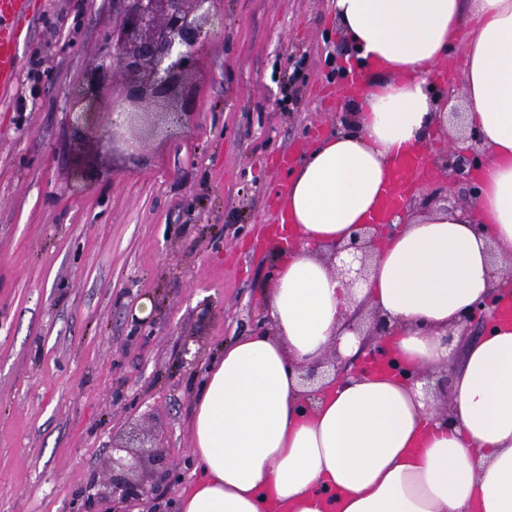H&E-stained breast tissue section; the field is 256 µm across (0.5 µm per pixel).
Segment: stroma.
Wrapping results in <instances>:
<instances>
[{"mask_svg":"<svg viewBox=\"0 0 512 512\" xmlns=\"http://www.w3.org/2000/svg\"><path fill=\"white\" fill-rule=\"evenodd\" d=\"M114 10L36 0L0 99V512H177L206 367L270 330L263 231L343 102L331 0H218L183 126L96 154L76 181L70 93ZM134 435L159 436L169 481L146 504L97 499Z\"/></svg>","mask_w":512,"mask_h":512,"instance_id":"stroma-1","label":"stroma"}]
</instances>
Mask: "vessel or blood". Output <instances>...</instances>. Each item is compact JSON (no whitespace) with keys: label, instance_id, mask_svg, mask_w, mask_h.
<instances>
[{"label":"vessel or blood","instance_id":"1","mask_svg":"<svg viewBox=\"0 0 512 512\" xmlns=\"http://www.w3.org/2000/svg\"><path fill=\"white\" fill-rule=\"evenodd\" d=\"M33 0H0V96L13 88L19 68V46L27 19L33 15ZM424 155L415 154L400 159L395 165V189L387 194L375 221L387 223L403 202V191L425 168Z\"/></svg>","mask_w":512,"mask_h":512}]
</instances>
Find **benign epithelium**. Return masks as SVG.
Wrapping results in <instances>:
<instances>
[{"mask_svg": "<svg viewBox=\"0 0 512 512\" xmlns=\"http://www.w3.org/2000/svg\"><path fill=\"white\" fill-rule=\"evenodd\" d=\"M119 12L112 26L111 50L100 57L87 83L74 91L70 100L68 123L80 136H94L97 146L107 152L121 144L134 151L139 139L133 132L142 125L149 113L144 104L152 100L162 105L180 103L178 112H156V120L170 123L187 114L190 92L183 87L185 77L196 66L201 47L205 43L204 23L212 17L214 0H118ZM124 79L118 100L106 99L104 84L112 81L114 73ZM468 139L472 147L450 150L442 162L451 168L453 183L472 194L467 166L476 156L473 145L480 141L472 130ZM367 224L356 232L347 244L338 245L330 253V262L354 286L365 277L368 250L374 234ZM494 312L493 297H488L461 316L464 335L470 336L487 323ZM140 451L129 452V457L112 460L117 469L112 471L109 483L103 485L100 495L112 499H137L148 502L154 485L133 477L148 461L159 466L160 478L169 476L163 462L160 446L140 442Z\"/></svg>", "mask_w": 512, "mask_h": 512, "instance_id": "obj_1", "label": "benign epithelium"}]
</instances>
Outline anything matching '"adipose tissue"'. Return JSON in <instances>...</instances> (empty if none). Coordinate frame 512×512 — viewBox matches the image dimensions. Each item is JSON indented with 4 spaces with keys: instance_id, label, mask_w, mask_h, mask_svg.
Listing matches in <instances>:
<instances>
[{
    "instance_id": "1",
    "label": "adipose tissue",
    "mask_w": 512,
    "mask_h": 512,
    "mask_svg": "<svg viewBox=\"0 0 512 512\" xmlns=\"http://www.w3.org/2000/svg\"><path fill=\"white\" fill-rule=\"evenodd\" d=\"M365 76L345 129L292 168L263 291L274 330L225 344L194 403L179 512H512V321L448 341L512 264V0H332ZM463 53L479 131L467 207L394 214L368 276L346 288L325 254L372 223L395 161L448 128L436 67ZM393 326L387 365L351 367L368 312ZM334 349L343 377L304 380ZM447 375L439 397L428 375Z\"/></svg>"
}]
</instances>
